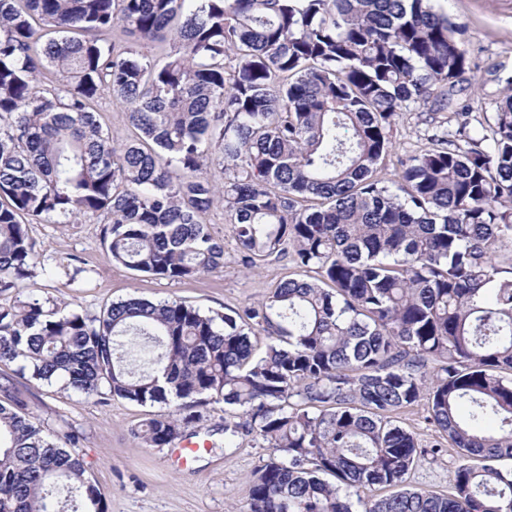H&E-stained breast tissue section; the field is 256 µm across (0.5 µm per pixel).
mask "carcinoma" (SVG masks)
<instances>
[{
	"instance_id": "cac0c4a2",
	"label": "carcinoma",
	"mask_w": 512,
	"mask_h": 512,
	"mask_svg": "<svg viewBox=\"0 0 512 512\" xmlns=\"http://www.w3.org/2000/svg\"><path fill=\"white\" fill-rule=\"evenodd\" d=\"M462 35L433 0H0V292L34 276V223L102 224L114 262L159 279L222 270L218 199L245 267L292 262L221 316L0 308V363L167 407L150 448L200 405L241 412L224 447L269 451L249 512H512V470L484 464L512 460V93L491 135L457 103L456 128L398 159L400 193L381 177L397 111L448 108L471 71ZM104 95L134 130L119 146ZM3 394L0 512H60V484L71 512H103L83 459ZM422 402L432 451L458 454L449 496L407 486L426 449L396 414ZM376 485L393 492L362 496ZM97 108L100 114V122L104 130L109 132L115 144L123 143L131 134V128L128 124L127 112L124 106L107 95L100 100Z\"/></svg>"
}]
</instances>
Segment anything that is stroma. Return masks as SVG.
Returning a JSON list of instances; mask_svg holds the SVG:
<instances>
[{
  "label": "stroma",
  "instance_id": "stroma-1",
  "mask_svg": "<svg viewBox=\"0 0 512 512\" xmlns=\"http://www.w3.org/2000/svg\"><path fill=\"white\" fill-rule=\"evenodd\" d=\"M437 10L465 28L474 71L466 73L460 95L478 105L475 132L492 124L496 105L512 87V0H434ZM434 104L400 112L393 148L383 176L397 190L398 157L426 145L428 125L443 120ZM212 233L224 240V268L181 281H169L117 265L101 239L100 225L32 224L30 237L39 255L26 287L0 293V307L38 300L47 309L93 317L113 302L139 296L177 300L209 312H230L260 302L291 270L282 258L249 269L242 265L223 206L208 216ZM14 363H0V381L11 379L31 415L53 438L75 436L74 448L87 464V476L102 496L104 512H247V484L265 449L224 445V407H198L192 429L199 443L188 467L174 466L169 448H150L133 432L159 411L158 406L122 400H97L65 388L62 382L22 378ZM458 456L453 450L426 456L409 474L411 486L437 494L452 490Z\"/></svg>",
  "mask_w": 512,
  "mask_h": 512
}]
</instances>
